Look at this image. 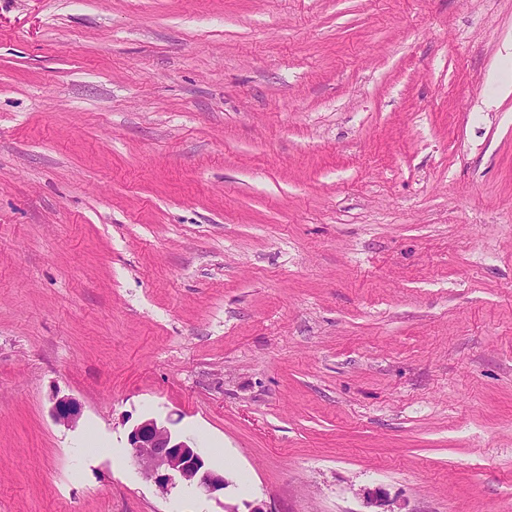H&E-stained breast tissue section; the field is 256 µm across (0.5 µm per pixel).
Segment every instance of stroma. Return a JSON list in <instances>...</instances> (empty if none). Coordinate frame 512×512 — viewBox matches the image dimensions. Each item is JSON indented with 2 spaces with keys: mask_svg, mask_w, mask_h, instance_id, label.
<instances>
[{
  "mask_svg": "<svg viewBox=\"0 0 512 512\" xmlns=\"http://www.w3.org/2000/svg\"><path fill=\"white\" fill-rule=\"evenodd\" d=\"M510 67L512 0H0V512H512ZM53 412L56 422L64 426H73L80 413L77 402L68 397L57 398ZM132 459L143 477L154 483L162 496L179 485L213 496L230 481L208 467L204 454L192 438L181 436L154 418L134 426L128 434Z\"/></svg>",
  "mask_w": 512,
  "mask_h": 512,
  "instance_id": "obj_1",
  "label": "stroma"
}]
</instances>
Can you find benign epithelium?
Returning a JSON list of instances; mask_svg holds the SVG:
<instances>
[{"label":"benign epithelium","instance_id":"1","mask_svg":"<svg viewBox=\"0 0 512 512\" xmlns=\"http://www.w3.org/2000/svg\"><path fill=\"white\" fill-rule=\"evenodd\" d=\"M54 418L64 426L75 424L79 408L68 397L56 399ZM132 459L143 477L154 483L163 496L179 485L212 496L228 488L231 481L208 467L204 454L192 438L171 431L154 418L146 419L128 433Z\"/></svg>","mask_w":512,"mask_h":512}]
</instances>
